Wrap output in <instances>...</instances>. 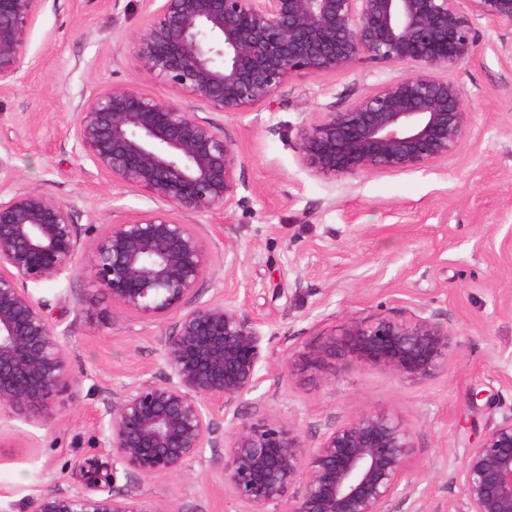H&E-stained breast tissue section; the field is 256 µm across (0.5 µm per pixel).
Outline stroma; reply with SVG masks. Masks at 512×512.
I'll return each mask as SVG.
<instances>
[{
    "instance_id": "35a3bbf8",
    "label": "stroma",
    "mask_w": 512,
    "mask_h": 512,
    "mask_svg": "<svg viewBox=\"0 0 512 512\" xmlns=\"http://www.w3.org/2000/svg\"><path fill=\"white\" fill-rule=\"evenodd\" d=\"M146 0H42L26 40L25 77L0 89V197L35 189L72 206L80 227L153 209L141 192L111 181L74 148L73 122L89 96L126 84L182 103L179 88L146 75L133 50ZM474 58L454 78L472 122L452 157L407 172L367 171L326 180L301 163L298 135L319 113L340 109L406 72L362 60L298 75L276 102L228 115L201 104L236 141L240 202L225 212L185 213L213 254L196 302L229 299L264 336L256 387L237 418L296 424L306 443L327 425L373 407L413 434L410 495L390 512H448L459 489L448 477L486 428L512 413V32L479 20ZM63 336L74 396L48 426L0 415V512H28L54 488L86 487L82 466L111 465L104 404L138 374L163 377L164 325L121 313L88 278L61 275L27 286ZM433 318L447 331V362L427 376L353 359L345 339L378 317ZM212 449L182 471L118 475L91 495L131 493L166 512H238Z\"/></svg>"
}]
</instances>
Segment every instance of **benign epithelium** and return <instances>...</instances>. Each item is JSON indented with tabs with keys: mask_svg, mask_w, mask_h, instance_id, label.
I'll return each mask as SVG.
<instances>
[{
	"mask_svg": "<svg viewBox=\"0 0 512 512\" xmlns=\"http://www.w3.org/2000/svg\"><path fill=\"white\" fill-rule=\"evenodd\" d=\"M42 0H0V88L21 79L31 22ZM134 45L150 76L190 101L240 114L270 103L295 75L361 59L407 66L342 109L303 127L302 163L324 178L421 169L456 153L471 113L453 78L487 19L512 31V0H147ZM75 149L112 181L159 207L100 226L81 239L72 207L34 189L0 200V412L42 425L74 393L65 344L27 291L68 272L88 277L130 316L172 322L158 339L164 378L137 376L105 407L106 442L126 473H173L206 448L224 449V483L240 512H389L409 489L411 432L368 408L306 444L288 421L221 431L263 362L259 322L231 301L184 309L213 266L197 226L179 213L237 203L240 155L232 138L183 104L115 84L76 113ZM90 263H82L84 253ZM349 351L397 372L427 375L448 358L432 319L378 317L353 326ZM460 512H512V414L490 425L453 472ZM32 512H164L131 494L106 498L54 489Z\"/></svg>",
	"mask_w": 512,
	"mask_h": 512,
	"instance_id": "obj_1",
	"label": "benign epithelium"
}]
</instances>
